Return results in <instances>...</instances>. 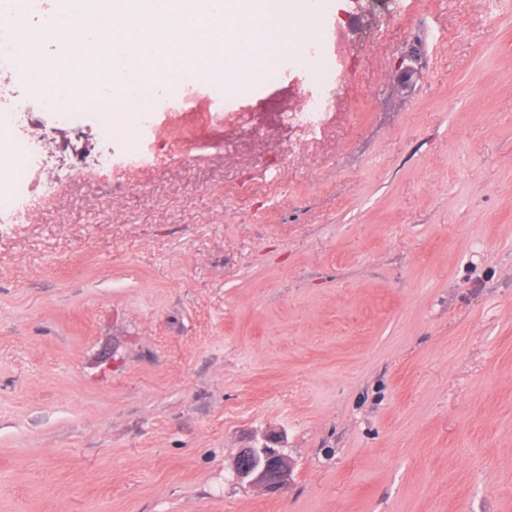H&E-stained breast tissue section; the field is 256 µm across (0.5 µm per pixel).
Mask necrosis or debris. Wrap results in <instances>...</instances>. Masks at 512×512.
Here are the masks:
<instances>
[{"mask_svg":"<svg viewBox=\"0 0 512 512\" xmlns=\"http://www.w3.org/2000/svg\"><path fill=\"white\" fill-rule=\"evenodd\" d=\"M335 28V22L329 19L316 24L314 34L302 42L300 52L278 59L276 72L300 73L311 86L300 109L279 113L282 125L316 129L330 109L333 94L342 89L348 56L335 42ZM18 68L15 30L12 24L0 23V229L26 223L30 202L53 197L60 188L46 156L47 133L29 127L21 113L14 110ZM193 91V86H186L175 97L157 102L154 111L136 113L134 130L123 138L120 148L107 146L78 158L74 169L107 174L116 169L130 173L152 166L156 154L150 134L157 113L177 110ZM54 117L60 124L95 129L97 136L107 143L112 139V123L100 121L97 103L59 105Z\"/></svg>","mask_w":512,"mask_h":512,"instance_id":"1","label":"necrosis or debris"}]
</instances>
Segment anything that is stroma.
<instances>
[{
  "instance_id": "stroma-1",
  "label": "stroma",
  "mask_w": 512,
  "mask_h": 512,
  "mask_svg": "<svg viewBox=\"0 0 512 512\" xmlns=\"http://www.w3.org/2000/svg\"><path fill=\"white\" fill-rule=\"evenodd\" d=\"M341 31L308 139L259 80L162 113L126 176L71 175L94 131L22 82L63 184L0 238V512H512V0ZM262 443L276 493L232 476ZM235 477L250 486L276 492L292 477V467L280 448H241L235 454Z\"/></svg>"
}]
</instances>
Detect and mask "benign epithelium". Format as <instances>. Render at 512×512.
<instances>
[{"mask_svg": "<svg viewBox=\"0 0 512 512\" xmlns=\"http://www.w3.org/2000/svg\"><path fill=\"white\" fill-rule=\"evenodd\" d=\"M235 477L251 486L276 492L292 477V467L279 448H241L235 454Z\"/></svg>", "mask_w": 512, "mask_h": 512, "instance_id": "obj_1", "label": "benign epithelium"}]
</instances>
